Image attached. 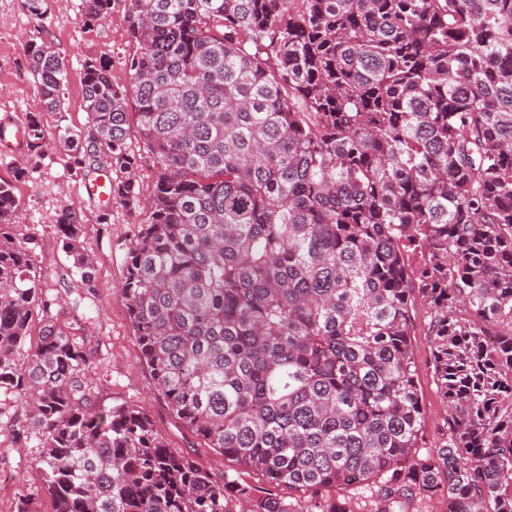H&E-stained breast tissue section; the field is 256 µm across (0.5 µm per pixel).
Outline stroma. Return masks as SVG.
Returning <instances> with one entry per match:
<instances>
[{"mask_svg":"<svg viewBox=\"0 0 512 512\" xmlns=\"http://www.w3.org/2000/svg\"><path fill=\"white\" fill-rule=\"evenodd\" d=\"M42 36L68 64L65 110L68 124L82 126L83 67L90 60L108 65L112 79L125 84V60L135 46L126 24L125 0H112L108 17L86 23L81 0H49L43 23L24 11L21 0H0V122L24 123L30 112H43L47 136H55L57 117L44 113L42 101L29 71L24 42ZM20 207L14 231L18 237H36L41 245L37 260L47 282L61 298V321H70L75 310L86 311V339L97 346L91 389L102 403L129 404L145 411L155 422L170 449L191 457L198 465L220 474L233 464L208 447L206 440L179 422L168 410L154 380L140 359V347L119 291L126 272L128 248L139 230V216L126 208L112 209L110 223L95 220L97 203L82 193L80 180L71 173L67 156L51 151L44 157L34 179L19 183ZM75 205L84 214L83 246L96 261V296L82 301L78 291L65 287L70 261L63 252L52 221L62 208ZM411 338L418 366V389L423 403V450H431L448 435L447 412L437 391L427 336L429 315L423 304L414 310ZM38 447L25 428V410L11 405L0 409V512H14L19 498L29 499L36 512H49L51 500L35 464Z\"/></svg>","mask_w":512,"mask_h":512,"instance_id":"obj_1","label":"stroma"}]
</instances>
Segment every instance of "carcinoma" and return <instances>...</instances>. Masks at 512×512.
Here are the masks:
<instances>
[{
	"label": "carcinoma",
	"instance_id": "carcinoma-1",
	"mask_svg": "<svg viewBox=\"0 0 512 512\" xmlns=\"http://www.w3.org/2000/svg\"><path fill=\"white\" fill-rule=\"evenodd\" d=\"M112 0H82L86 22ZM128 80L84 64L81 128L53 143L96 215L140 211L121 292L156 388L178 420L272 487L256 495L175 453L148 414L88 391L85 318L57 322L0 178V397L26 408L52 512H512V0H126ZM35 21L47 0H23ZM49 112L66 60L24 47ZM136 125L154 159L141 206ZM76 287L94 294L81 212L56 214ZM453 262H448V253ZM424 298L448 438L417 452L423 408L410 336ZM37 346L25 353L33 324Z\"/></svg>",
	"mask_w": 512,
	"mask_h": 512
}]
</instances>
